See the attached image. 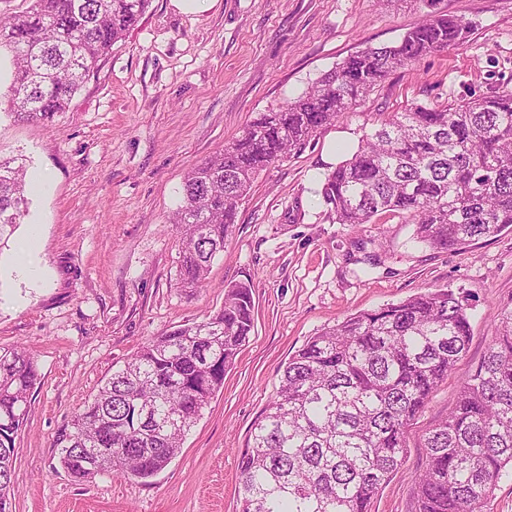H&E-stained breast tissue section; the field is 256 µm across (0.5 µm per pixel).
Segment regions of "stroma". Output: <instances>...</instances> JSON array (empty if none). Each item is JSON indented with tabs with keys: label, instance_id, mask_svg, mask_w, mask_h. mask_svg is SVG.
I'll use <instances>...</instances> for the list:
<instances>
[{
	"label": "stroma",
	"instance_id": "obj_1",
	"mask_svg": "<svg viewBox=\"0 0 512 512\" xmlns=\"http://www.w3.org/2000/svg\"><path fill=\"white\" fill-rule=\"evenodd\" d=\"M468 22L467 38L386 76L301 152L258 175L202 288L179 283L170 219L185 175L347 56L397 42L426 15ZM512 90V0H210L187 12L151 0L48 125L0 112V157L24 159L28 212L0 246V348L32 352L34 397L14 440L13 512H236L238 458L288 359L347 316L436 289L467 298V355L433 393L405 458L371 512H414L423 435L446 416L512 308V229L453 251L426 248L385 214L354 228L322 202L326 175L380 113ZM39 262L23 273L19 247ZM250 283L254 327L178 455L147 479L77 483L58 431L150 339L202 320L224 289Z\"/></svg>",
	"mask_w": 512,
	"mask_h": 512
}]
</instances>
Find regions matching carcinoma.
<instances>
[{
    "label": "carcinoma",
    "mask_w": 512,
    "mask_h": 512,
    "mask_svg": "<svg viewBox=\"0 0 512 512\" xmlns=\"http://www.w3.org/2000/svg\"><path fill=\"white\" fill-rule=\"evenodd\" d=\"M29 2L0 17V49L13 62L0 106L19 122L45 123L68 109L151 0ZM468 33L460 18L429 15L396 44L357 51L284 107L258 113L188 172L173 219L181 228V286L204 285L260 171L300 151L390 72ZM322 198L338 224L405 214L416 239L436 250L511 228L512 91L381 119L327 174ZM28 204L25 166L0 158V241ZM252 309L249 284L227 286L220 310L142 346L58 432L54 447L67 474L76 482L105 472L146 480L164 470L249 342ZM494 323L483 360L425 435L415 512H488L498 483L512 477V309L498 311ZM470 339L467 305L450 289L322 328L288 359L252 425L238 463V512H370L402 463L408 429ZM36 380L29 351L0 349V512L11 505L14 435L24 422L16 411L29 408ZM81 448L98 469L83 464Z\"/></svg>",
    "instance_id": "cac0c4a2"
}]
</instances>
